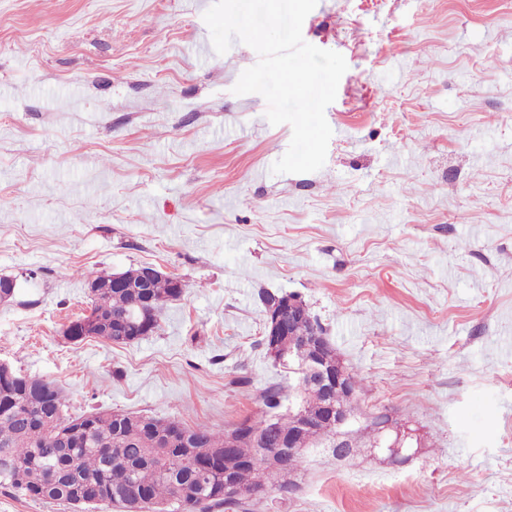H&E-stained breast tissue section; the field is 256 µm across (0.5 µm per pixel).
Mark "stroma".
<instances>
[{"label": "stroma", "mask_w": 512, "mask_h": 512, "mask_svg": "<svg viewBox=\"0 0 512 512\" xmlns=\"http://www.w3.org/2000/svg\"><path fill=\"white\" fill-rule=\"evenodd\" d=\"M211 3L0 0V363L75 414L227 432L269 385L298 402L261 343L262 294L293 293L406 461L312 448L248 512H512V0H318L303 38L348 69L300 174ZM144 265L186 285L158 330L66 339L89 277Z\"/></svg>", "instance_id": "stroma-1"}]
</instances>
